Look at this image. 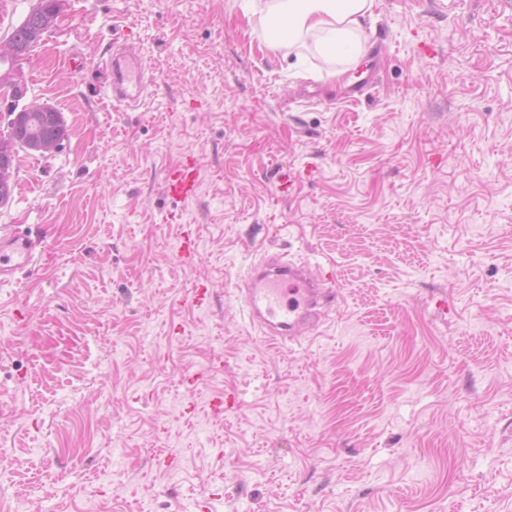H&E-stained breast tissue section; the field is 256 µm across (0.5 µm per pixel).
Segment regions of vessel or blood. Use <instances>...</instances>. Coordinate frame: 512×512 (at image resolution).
I'll return each instance as SVG.
<instances>
[{
	"mask_svg": "<svg viewBox=\"0 0 512 512\" xmlns=\"http://www.w3.org/2000/svg\"><path fill=\"white\" fill-rule=\"evenodd\" d=\"M103 68L107 74L106 91L114 107L128 108L141 102L146 91L145 67L134 44L113 46ZM163 182L170 197H191L197 182L194 161L168 169ZM42 244L39 236L29 232L1 234L0 284L12 282L19 273L30 269ZM330 281V276L315 275L307 261L263 255L244 275L243 301L248 317L271 343L285 345L295 340L302 329L321 322L332 297Z\"/></svg>",
	"mask_w": 512,
	"mask_h": 512,
	"instance_id": "1",
	"label": "vessel or blood"
}]
</instances>
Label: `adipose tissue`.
I'll return each mask as SVG.
<instances>
[{"instance_id":"1","label":"adipose tissue","mask_w":512,"mask_h":512,"mask_svg":"<svg viewBox=\"0 0 512 512\" xmlns=\"http://www.w3.org/2000/svg\"><path fill=\"white\" fill-rule=\"evenodd\" d=\"M252 9L275 47L292 50L308 35L319 38L329 55L359 61L365 22L374 15L375 0H250Z\"/></svg>"}]
</instances>
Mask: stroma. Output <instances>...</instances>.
<instances>
[{"mask_svg": "<svg viewBox=\"0 0 512 512\" xmlns=\"http://www.w3.org/2000/svg\"><path fill=\"white\" fill-rule=\"evenodd\" d=\"M362 39L352 105L357 68L244 0H64L23 71L68 136L0 207L47 243L0 284V512H512V8L376 0ZM264 250L337 286L284 347L242 308ZM103 68L107 73L106 91L116 108L138 105L146 91L145 67L133 43L112 44ZM164 189L170 197L185 200L196 188L197 170L194 161L187 160L168 169L164 175Z\"/></svg>", "mask_w": 512, "mask_h": 512, "instance_id": "obj_1", "label": "stroma"}]
</instances>
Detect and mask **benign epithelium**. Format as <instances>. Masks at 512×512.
<instances>
[{
	"label": "benign epithelium",
	"mask_w": 512,
	"mask_h": 512,
	"mask_svg": "<svg viewBox=\"0 0 512 512\" xmlns=\"http://www.w3.org/2000/svg\"><path fill=\"white\" fill-rule=\"evenodd\" d=\"M62 2L63 0H53L44 12L43 26L36 32L34 41H40L45 33L57 27ZM25 55L26 49L16 45L11 39L0 41V62L7 65L6 69L0 70V120L5 122L7 128L26 120L31 125V137L21 147L15 143L8 131H0V204L9 199L13 192L14 163L18 150L46 156L56 152L64 141L62 137L55 141L44 140L39 136L35 122L31 121V117L36 115L43 120L62 124L61 114L55 108L25 101L26 88L18 80L20 62Z\"/></svg>",
	"instance_id": "7a95c632"
}]
</instances>
